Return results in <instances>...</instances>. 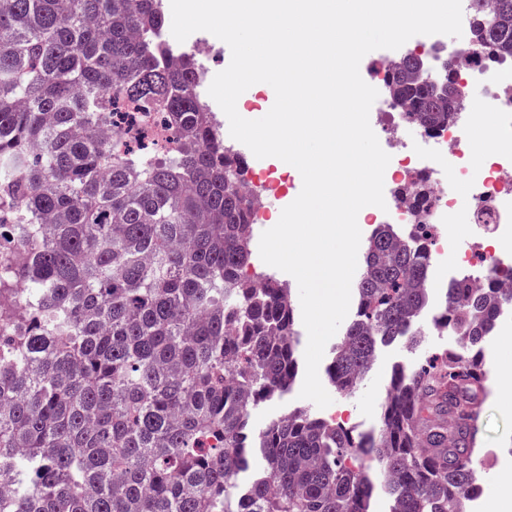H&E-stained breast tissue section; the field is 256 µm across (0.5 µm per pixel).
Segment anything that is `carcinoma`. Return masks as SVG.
<instances>
[{
  "mask_svg": "<svg viewBox=\"0 0 512 512\" xmlns=\"http://www.w3.org/2000/svg\"><path fill=\"white\" fill-rule=\"evenodd\" d=\"M473 2L478 45L512 57V0L488 22ZM164 24L161 0H0V512H368L377 485L390 512H465L482 492V343L512 295L448 288L439 324L456 345L394 373L377 434L299 410L250 440L251 407L299 373L292 293L244 276L246 163ZM414 70L389 84L427 126L456 100ZM111 88L164 113L172 148L146 156L104 131L122 114ZM428 272L413 242L374 233L326 369L337 393L355 392L378 345L417 342Z\"/></svg>",
  "mask_w": 512,
  "mask_h": 512,
  "instance_id": "obj_1",
  "label": "carcinoma"
}]
</instances>
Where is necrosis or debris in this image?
<instances>
[{
	"label": "necrosis or debris",
	"mask_w": 512,
	"mask_h": 512,
	"mask_svg": "<svg viewBox=\"0 0 512 512\" xmlns=\"http://www.w3.org/2000/svg\"><path fill=\"white\" fill-rule=\"evenodd\" d=\"M462 35L453 44L440 43L429 37L427 46L437 48L432 63L433 75H440L445 66H453L462 81L481 86V107L452 110L447 122L421 129L422 153H414L407 142L394 137L393 129L408 126L403 109L389 96L387 78L402 59L411 55L409 46H401L399 54L372 65L368 71L371 85L378 91L369 121L371 127L387 131L384 150L391 157L389 171L394 182L415 189L419 181H427L432 190L422 201L408 203L390 198L385 208L369 207L364 216L368 224H423L436 228L442 224L457 226L463 236L474 234L481 225H491L495 238L483 249L481 258L461 252L456 265L464 273L469 287H484L491 275L508 271L511 266L501 259L498 241L512 239V149L497 152L484 172L476 174L469 168L470 151L464 139L477 122L479 109H486L497 123L512 132V59L499 61L477 47L474 37L472 0H462ZM465 186V200L448 195L442 188L447 177Z\"/></svg>",
	"instance_id": "obj_1"
}]
</instances>
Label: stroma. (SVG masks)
Here are the masks:
<instances>
[{
	"label": "stroma",
	"mask_w": 512,
	"mask_h": 512,
	"mask_svg": "<svg viewBox=\"0 0 512 512\" xmlns=\"http://www.w3.org/2000/svg\"><path fill=\"white\" fill-rule=\"evenodd\" d=\"M247 163L269 182L271 194L276 198L273 208L255 226L256 232L261 233L278 222L283 208L300 193L302 180L297 171L288 170L274 157L259 159L251 155ZM484 245L485 238L481 235L453 238L448 243L447 254L434 262L429 272L428 302L415 323L416 331L421 334L417 347H407L401 339L379 346L373 365L356 392L349 396L333 394V402L326 408H315L312 401L300 398L296 386L282 397L258 403L250 410L252 434H259L272 418L299 409L314 410L320 418L336 417L357 437L371 431L377 424L395 368L418 366L452 345V336L438 329L435 322L445 311L448 279L456 273L453 257L464 249L481 251ZM483 358L486 389L477 404L476 437V463L484 484L480 501L486 504L491 499H500L504 512H512V385L498 375L503 361L512 359V306L503 308L494 331L486 337Z\"/></svg>",
	"instance_id": "1"
}]
</instances>
